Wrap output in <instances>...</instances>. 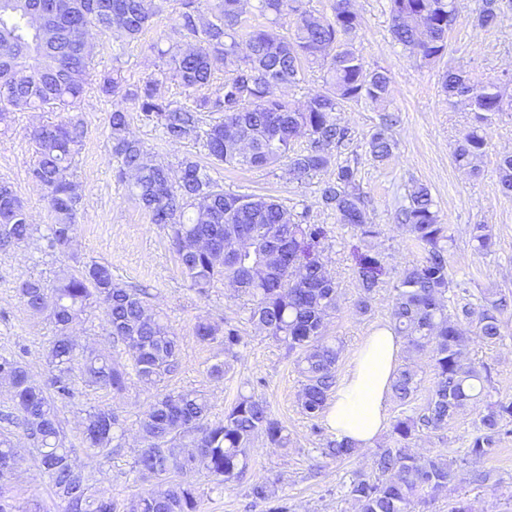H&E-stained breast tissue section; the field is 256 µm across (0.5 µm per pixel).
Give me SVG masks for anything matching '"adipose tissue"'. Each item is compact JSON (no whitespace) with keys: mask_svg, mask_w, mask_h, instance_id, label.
Segmentation results:
<instances>
[{"mask_svg":"<svg viewBox=\"0 0 512 512\" xmlns=\"http://www.w3.org/2000/svg\"><path fill=\"white\" fill-rule=\"evenodd\" d=\"M401 351V337L387 324L373 329L353 351L348 372L325 410V423L338 440L360 451L374 446L387 424Z\"/></svg>","mask_w":512,"mask_h":512,"instance_id":"obj_1","label":"adipose tissue"}]
</instances>
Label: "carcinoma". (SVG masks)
Segmentation results:
<instances>
[{
  "mask_svg": "<svg viewBox=\"0 0 512 512\" xmlns=\"http://www.w3.org/2000/svg\"><path fill=\"white\" fill-rule=\"evenodd\" d=\"M248 0H187L177 33L188 47L169 51L168 67L138 84L123 85L118 71L100 80L102 93L122 94L138 104L141 116L161 126L174 142H202L207 157L222 164L263 167L287 161L286 174L306 182L331 163L332 153L349 148L348 127L336 113L346 102H378L389 93L387 71L372 69L354 42L361 28L351 0H336L330 19L301 12L296 0H259L261 11L273 15L270 25L249 35V53L215 92H209L218 64L237 57L236 27ZM41 0H0V127L8 128L15 111L57 112L81 104L93 74L86 36L95 28L119 42L130 43L149 25L154 12L145 0H65L68 25L40 7ZM211 19L197 24L199 6ZM392 36L409 56L430 63L447 48L454 12L450 0H390ZM323 71L324 87L309 94L304 107L291 109L275 95L279 86L301 80L303 63ZM177 82L192 105L174 107L160 94V86ZM448 95L468 97L476 124L457 141L454 159L469 166L487 148L483 125L489 116L504 111L491 83L467 84L455 73L444 79ZM214 115L201 130L202 114ZM123 106L109 115L112 153L119 159L118 178L129 180L134 196L151 215L152 223L170 231L179 264L191 288L205 294L218 281L228 282L252 302L249 322L260 334L298 353L303 378L300 406L310 419L319 417L336 386L340 343L326 336L325 320L336 309V284L321 258L325 230L307 222V212L293 214L271 198L236 195L224 189L191 159L180 164L174 179L170 168L145 158L142 142L129 135ZM389 124L379 127L369 141L372 156L383 161L392 155ZM84 131L78 121H57L34 130L35 161L29 177L47 192L54 217L51 247L70 250L82 202V188L72 167ZM307 137V147L294 150ZM502 188L512 191V155L500 159ZM409 206L399 212L401 224L422 247V263L407 269L393 287L390 322L414 350H432L436 384L426 404L393 424L391 444L372 458L371 474H357L346 485L359 512H411L414 504L427 505L448 493L457 472L442 454L419 457L410 442L420 432L436 433L485 397L490 367L467 357L473 340L497 342L508 313L503 295L487 294L478 304L448 309V292L460 284L448 276L452 237L442 224L427 188L409 194ZM322 203L336 212L339 223L349 224L363 240L379 234L368 222L365 200L355 168L337 164L333 181L321 189ZM25 205L7 183H0V250L18 248L32 236ZM356 273L361 288L356 310L370 311V300L381 284L379 258L359 253ZM18 293L33 312L44 314L54 326L46 353L51 377L47 393L31 380L26 368L0 354V381L11 389L12 412L0 419L33 439L40 465L48 474L63 512H197L194 489L176 480L204 463L207 477L218 485L241 480L249 468V450L263 437L269 448L288 447V432L274 419L266 400L241 394L210 419L207 397L197 390L158 395L139 421L146 446L134 459L140 477L153 483L120 504L100 493L72 460L74 449L65 444L56 400L74 398V377L115 396L123 394L130 373L144 384L157 386L179 368L178 337L163 319L146 307L142 293L112 277V269L98 263L64 271L49 288L36 279L21 282ZM94 306L105 307L112 343L128 349L132 367L96 349L79 345L70 328ZM196 338L219 343L233 354L241 330L200 321ZM416 371L405 367L392 384L395 399L410 403L420 387ZM123 422L110 408L91 406L82 421V443L104 461L119 447ZM512 435V401L488 402L479 413V425L460 460L465 479L496 486L497 474L480 466L494 455L503 439ZM322 454L349 459L357 450L347 442L329 440ZM21 456L13 437L0 434V512H41L31 499L15 503L6 495ZM256 502L271 504L269 512H288L276 503V482L257 480L249 486Z\"/></svg>",
  "mask_w": 512,
  "mask_h": 512,
  "instance_id": "carcinoma-1",
  "label": "carcinoma"
}]
</instances>
